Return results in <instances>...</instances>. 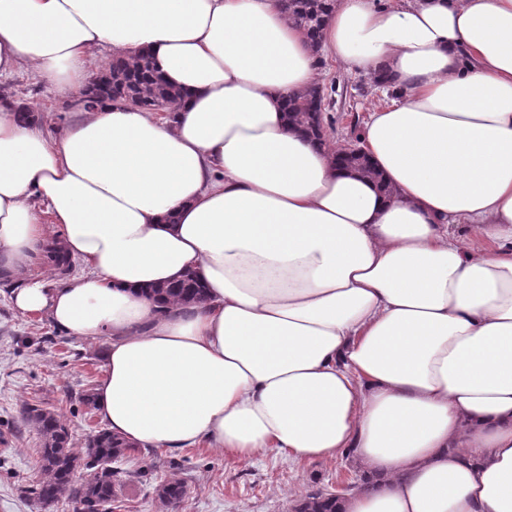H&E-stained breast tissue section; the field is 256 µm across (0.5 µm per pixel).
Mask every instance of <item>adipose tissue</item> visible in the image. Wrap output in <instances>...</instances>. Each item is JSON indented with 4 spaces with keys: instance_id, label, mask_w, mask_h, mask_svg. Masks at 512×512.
Here are the masks:
<instances>
[{
    "instance_id": "ef3b65f1",
    "label": "adipose tissue",
    "mask_w": 512,
    "mask_h": 512,
    "mask_svg": "<svg viewBox=\"0 0 512 512\" xmlns=\"http://www.w3.org/2000/svg\"><path fill=\"white\" fill-rule=\"evenodd\" d=\"M320 46L389 77L361 139L394 197L289 125L319 68L279 0H0V79L72 97L146 49L187 94L49 139L0 92L12 305L105 340L126 441L348 455L340 512H512V0H332ZM51 230L62 282L30 271ZM189 272L203 302L149 295Z\"/></svg>"
}]
</instances>
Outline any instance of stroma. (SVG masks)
Returning <instances> with one entry per match:
<instances>
[{"mask_svg":"<svg viewBox=\"0 0 512 512\" xmlns=\"http://www.w3.org/2000/svg\"><path fill=\"white\" fill-rule=\"evenodd\" d=\"M318 85L332 93L324 113L328 139L345 145L360 139L368 113L382 103L369 78L326 60ZM0 90L37 108L46 134L76 118L68 100L33 70L18 71ZM104 351V341L68 336L48 319L16 313L9 288L0 284V512H38L20 488L37 479L40 439L34 427H19L20 410L34 401L55 409L82 446L101 421L77 395L101 379ZM121 467L127 478L116 512H161L154 488L171 478L186 487L178 512H293L307 493L334 489L339 478L362 482L349 457L295 464L275 450L241 462L217 449L143 447Z\"/></svg>","mask_w":512,"mask_h":512,"instance_id":"35a3bbf8","label":"stroma"}]
</instances>
